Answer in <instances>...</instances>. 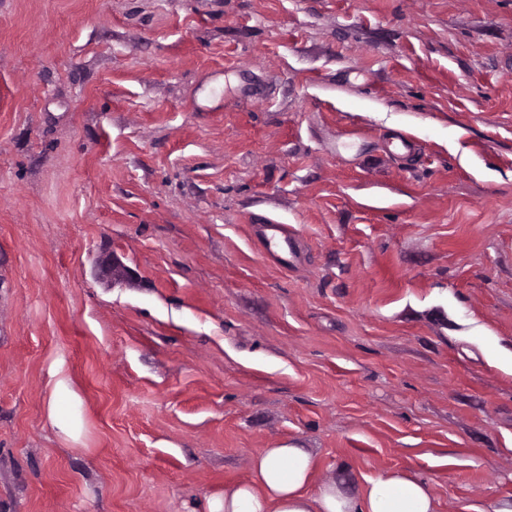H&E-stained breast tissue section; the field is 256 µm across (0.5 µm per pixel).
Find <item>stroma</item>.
I'll use <instances>...</instances> for the list:
<instances>
[{"label":"stroma","mask_w":512,"mask_h":512,"mask_svg":"<svg viewBox=\"0 0 512 512\" xmlns=\"http://www.w3.org/2000/svg\"><path fill=\"white\" fill-rule=\"evenodd\" d=\"M290 442L512 500V0H0V512H202ZM262 228L263 235L269 243L277 240L280 242V246L283 242L288 244V258L272 252L275 261L282 267L296 265L300 259V247L294 233L288 230V226L270 221L268 224H262ZM75 394L76 393L70 388L67 380L60 378L53 386L48 404V418L51 425L57 429L59 434L69 438H73L75 435L70 425H68V422L61 415L59 405L62 399L71 400Z\"/></svg>","instance_id":"35a3bbf8"}]
</instances>
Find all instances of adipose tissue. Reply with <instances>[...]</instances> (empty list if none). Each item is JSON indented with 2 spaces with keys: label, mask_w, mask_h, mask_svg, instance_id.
<instances>
[{
  "label": "adipose tissue",
  "mask_w": 512,
  "mask_h": 512,
  "mask_svg": "<svg viewBox=\"0 0 512 512\" xmlns=\"http://www.w3.org/2000/svg\"><path fill=\"white\" fill-rule=\"evenodd\" d=\"M314 457L296 444L262 449L247 480L208 499L205 512H437L430 484L408 470L352 483L347 473L313 484Z\"/></svg>",
  "instance_id": "1"
}]
</instances>
